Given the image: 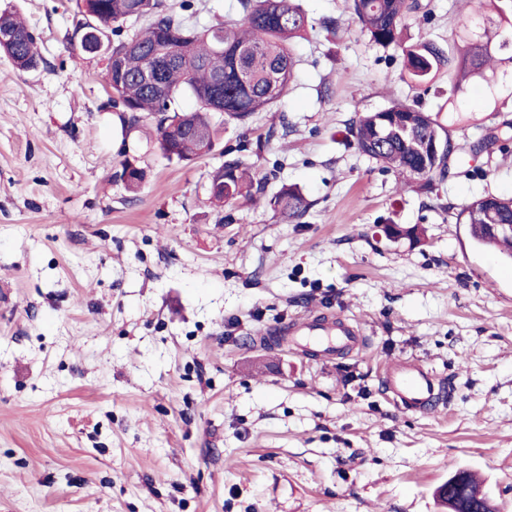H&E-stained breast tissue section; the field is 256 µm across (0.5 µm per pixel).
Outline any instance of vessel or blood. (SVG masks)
Segmentation results:
<instances>
[{"label":"vessel or blood","mask_w":512,"mask_h":512,"mask_svg":"<svg viewBox=\"0 0 512 512\" xmlns=\"http://www.w3.org/2000/svg\"><path fill=\"white\" fill-rule=\"evenodd\" d=\"M286 331L321 345L327 355L336 347L349 346L356 336L341 321L317 317L287 326ZM383 375L389 400L398 410L432 414L444 403L439 381L420 363L401 361L385 367Z\"/></svg>","instance_id":"1"}]
</instances>
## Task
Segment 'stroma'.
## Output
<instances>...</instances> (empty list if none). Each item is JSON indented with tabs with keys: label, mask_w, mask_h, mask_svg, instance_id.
Segmentation results:
<instances>
[{
	"label": "stroma",
	"mask_w": 512,
	"mask_h": 512,
	"mask_svg": "<svg viewBox=\"0 0 512 512\" xmlns=\"http://www.w3.org/2000/svg\"><path fill=\"white\" fill-rule=\"evenodd\" d=\"M420 2L432 18L405 40L447 43L465 0ZM300 3L314 28L277 111L185 165L154 149L153 117L131 129L109 107L104 57L72 39L77 0H0L42 58L23 72L0 54V512H446L436 490L461 468L512 512V261L456 220L512 196V139L434 194L404 186L349 125L444 95H419L346 0ZM466 101L459 141L512 121L511 99ZM230 155L267 193L299 187L301 221L262 202L216 212L210 174ZM389 224L425 236L394 242ZM310 313L357 326L361 347L259 344ZM402 360L444 381L445 407H393L380 369Z\"/></svg>",
	"instance_id": "35a3bbf8"
}]
</instances>
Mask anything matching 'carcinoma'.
<instances>
[{"label": "carcinoma", "mask_w": 512, "mask_h": 512, "mask_svg": "<svg viewBox=\"0 0 512 512\" xmlns=\"http://www.w3.org/2000/svg\"><path fill=\"white\" fill-rule=\"evenodd\" d=\"M241 19L200 26L185 13L193 0L168 4L166 0H83L84 12L98 15L97 23L117 36L112 56L124 74L105 68L101 82L109 90L108 105L121 108L123 121L134 128L142 113L156 120L157 147L170 160L193 161L209 153L219 134L213 121L244 125L256 112H271L281 101L294 77L295 40L308 30V16L297 0H237ZM469 18L496 24L494 32L474 38L469 32L446 45L430 40L408 43L402 37L406 22L421 9L420 0H350L361 34L382 48L401 50L411 83L427 87L447 78L448 98L440 111L425 112L405 101L393 100L377 111L356 113L349 127L361 153L405 184H417L426 192L442 181L451 167L463 161L464 147L440 113L463 112L461 101L477 78L486 83L488 101L498 104L500 68L512 69V0H468ZM147 21L132 36L121 37L123 24ZM0 31L10 40L0 42V52L16 68L32 71L40 64L35 38L23 22L9 13L0 14ZM160 81L148 84L137 75L163 59ZM190 99L195 107L185 111L180 102ZM211 202L220 206L241 199H265L289 222L303 217L311 203L295 186H282L268 196L249 165L229 157L210 174ZM457 219L470 225L474 241L492 247L512 259V234H494L491 224H512V197L487 194L463 205ZM384 232L395 239L420 242L424 230L390 224ZM462 486L450 494L464 497L469 506L484 507L491 500L476 474L462 470Z\"/></svg>", "instance_id": "carcinoma-1"}]
</instances>
